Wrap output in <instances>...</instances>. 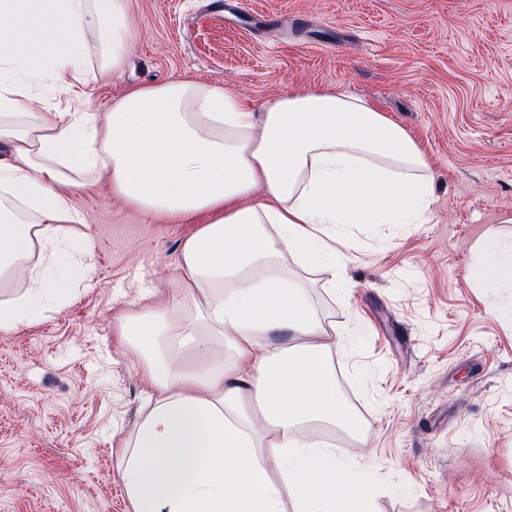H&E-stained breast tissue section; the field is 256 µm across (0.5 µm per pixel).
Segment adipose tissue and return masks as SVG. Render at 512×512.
<instances>
[{
    "mask_svg": "<svg viewBox=\"0 0 512 512\" xmlns=\"http://www.w3.org/2000/svg\"><path fill=\"white\" fill-rule=\"evenodd\" d=\"M136 32L127 0H0V332L66 305L94 271L72 197L107 178L144 215L193 227L175 302L115 325L144 384L133 430L112 439L131 512H372L351 464L303 438L310 424L357 422L328 360L340 339L286 269L294 257L346 286L339 225L426 223L429 161L340 90L258 110L228 85L176 79L130 87L106 112L84 99L26 110L121 73ZM482 252L477 277L512 288V242Z\"/></svg>",
    "mask_w": 512,
    "mask_h": 512,
    "instance_id": "adipose-tissue-1",
    "label": "adipose tissue"
}]
</instances>
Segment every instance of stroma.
I'll return each mask as SVG.
<instances>
[{"instance_id": "1", "label": "stroma", "mask_w": 512, "mask_h": 512, "mask_svg": "<svg viewBox=\"0 0 512 512\" xmlns=\"http://www.w3.org/2000/svg\"><path fill=\"white\" fill-rule=\"evenodd\" d=\"M133 85H230L256 106L299 89H345L403 127L434 182L424 224H348L345 291L314 276L310 298L343 333L330 354L359 428L308 426L350 457L376 512H512V288L472 269L481 243L512 241V0H128ZM97 268L65 306L0 333V512H130L112 455L142 382L112 324L164 297L188 224L114 198L73 196Z\"/></svg>"}]
</instances>
